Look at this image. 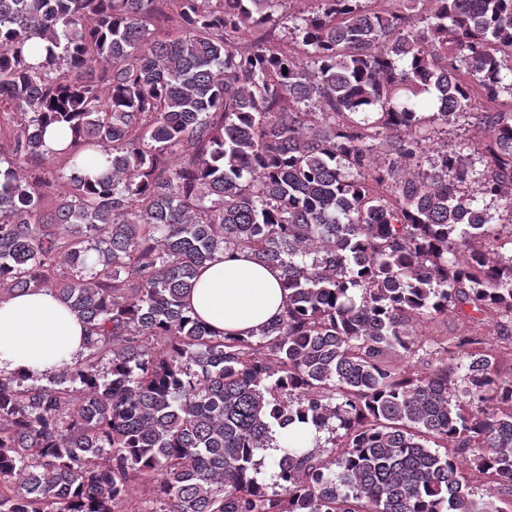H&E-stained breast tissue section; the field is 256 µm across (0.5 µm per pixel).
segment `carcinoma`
<instances>
[{
    "label": "carcinoma",
    "instance_id": "carcinoma-1",
    "mask_svg": "<svg viewBox=\"0 0 512 512\" xmlns=\"http://www.w3.org/2000/svg\"><path fill=\"white\" fill-rule=\"evenodd\" d=\"M287 2L0 0V298L47 289L88 330L60 373L0 372V512H501L467 470L512 496L493 351L409 365L450 309L512 345L485 205L512 216V0ZM475 95L472 190L446 142L421 166ZM49 155L70 192L46 211ZM224 252L288 294L249 336L187 304Z\"/></svg>",
    "mask_w": 512,
    "mask_h": 512
}]
</instances>
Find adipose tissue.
Returning a JSON list of instances; mask_svg holds the SVG:
<instances>
[{
	"mask_svg": "<svg viewBox=\"0 0 512 512\" xmlns=\"http://www.w3.org/2000/svg\"><path fill=\"white\" fill-rule=\"evenodd\" d=\"M190 307L213 330L240 336L279 318L286 303L279 270L226 252L201 268ZM86 328L47 290L0 299V370L18 376L55 372L84 350Z\"/></svg>",
	"mask_w": 512,
	"mask_h": 512,
	"instance_id": "1",
	"label": "adipose tissue"
}]
</instances>
